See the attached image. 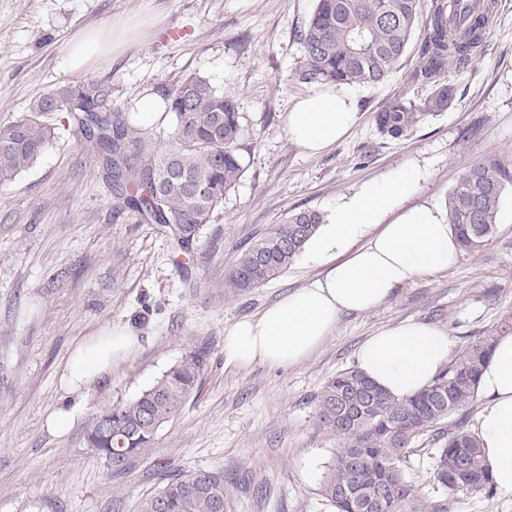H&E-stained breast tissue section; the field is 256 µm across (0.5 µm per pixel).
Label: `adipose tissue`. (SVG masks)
I'll use <instances>...</instances> for the list:
<instances>
[{"label":"adipose tissue","mask_w":512,"mask_h":512,"mask_svg":"<svg viewBox=\"0 0 512 512\" xmlns=\"http://www.w3.org/2000/svg\"><path fill=\"white\" fill-rule=\"evenodd\" d=\"M357 97L346 87L323 86L299 98L287 112L288 139L309 155L320 154L356 124ZM413 167L365 186L333 210L307 247L321 278L288 293L259 315L234 323L224 336L228 359L293 366L321 346L346 312L378 307L395 289L455 261L456 234L436 206L401 207L419 182ZM137 338L125 326L100 331L72 352L63 382L79 390L112 373V364L130 353ZM451 351L448 333L427 322L384 328L360 346L357 368L373 384L398 398L411 397L444 370ZM484 400L477 438L489 476L500 492L512 494V334L496 337L481 369Z\"/></svg>","instance_id":"adipose-tissue-1"}]
</instances>
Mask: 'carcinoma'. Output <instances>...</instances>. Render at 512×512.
Masks as SVG:
<instances>
[{"mask_svg":"<svg viewBox=\"0 0 512 512\" xmlns=\"http://www.w3.org/2000/svg\"><path fill=\"white\" fill-rule=\"evenodd\" d=\"M487 17L465 28L450 24L448 10L433 5L423 15L421 0H316L300 31L296 74L306 84L377 85L406 59L415 30L426 31L424 76L448 62L468 63L482 41ZM451 89L434 86L417 104L401 96L379 112L378 132L392 139L407 132L423 112L448 107ZM173 115L168 142L138 127L133 113L112 101V88L98 81L60 84L44 90L21 118L0 125V187L31 169L57 136L55 116L72 121L81 148L95 157L122 210L190 254L211 223L224 194L245 170L236 98L210 79L191 75L163 89ZM512 173L497 164L476 163L446 199L448 223L460 248L474 251L498 224L504 182ZM324 217L311 209L289 212L241 253L224 277V294L237 295L278 277L319 232ZM494 337L470 345L426 389L398 399L373 386L355 368L329 379L317 395L323 426L339 440L319 494L336 512H448V495L484 491L494 485L483 465L476 435L448 418L478 399V378ZM207 351L189 348L137 398L95 413L85 431L88 448L108 468L123 473L130 460L153 447L160 429L184 408L207 366ZM436 446L432 480L439 492L429 503L403 476L401 463L422 438ZM224 473L198 470L168 478L138 512H228Z\"/></svg>","mask_w":512,"mask_h":512,"instance_id":"obj_1","label":"carcinoma"}]
</instances>
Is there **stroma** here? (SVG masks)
<instances>
[{
  "label": "stroma",
  "instance_id": "1",
  "mask_svg": "<svg viewBox=\"0 0 512 512\" xmlns=\"http://www.w3.org/2000/svg\"><path fill=\"white\" fill-rule=\"evenodd\" d=\"M315 0H0V124L27 112L43 89L97 80L126 110L200 74L235 96L245 172L214 212L194 257L134 212H118L99 165L60 128L26 173L0 188V512H137L169 475L224 474L230 512H335L319 494L338 446L317 416L315 397L337 372L355 367L359 346L381 328L437 324L452 357L512 318V181L499 222L478 250L459 251L447 270L397 287L379 307L341 314L325 343L302 363L242 368L224 354L227 329L319 276L300 255L288 270L245 294L224 293V277L244 246L292 209L330 214L371 181L411 165L422 178L401 202L444 205L472 164L512 171V0H496V21L470 62L424 79L425 34L387 81L358 86L359 120L331 148L305 155L283 116L310 85L294 74L297 39ZM133 31L70 70L72 41L88 30L111 38ZM452 87L447 110L422 115L398 139L381 137L375 116L397 96L422 99L435 83ZM115 324L137 347L112 374L78 392L61 376L72 351ZM208 366L182 412L151 451L113 474L84 443L92 414L135 399L187 348ZM71 410L62 436L46 419ZM433 447L422 441L402 469L426 500L436 496Z\"/></svg>",
  "mask_w": 512,
  "mask_h": 512
}]
</instances>
